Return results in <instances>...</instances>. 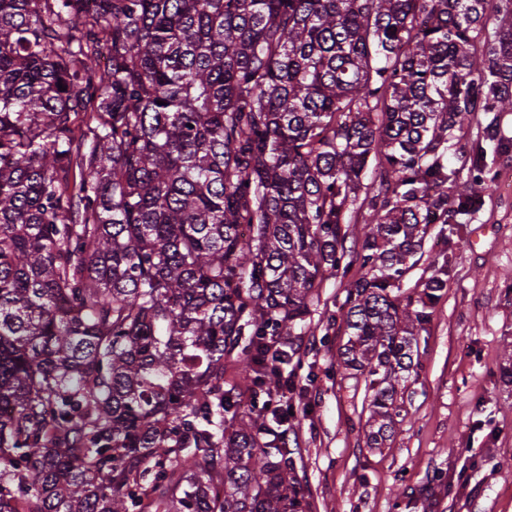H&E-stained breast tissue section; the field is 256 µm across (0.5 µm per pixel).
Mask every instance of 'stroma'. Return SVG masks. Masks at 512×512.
<instances>
[{"label":"stroma","mask_w":512,"mask_h":512,"mask_svg":"<svg viewBox=\"0 0 512 512\" xmlns=\"http://www.w3.org/2000/svg\"><path fill=\"white\" fill-rule=\"evenodd\" d=\"M492 192L451 224L429 225L404 291L447 267L418 359L403 381L404 411L384 447L366 445L371 392L336 371L348 336L347 284L326 278L308 326L286 438L314 512H512V151L488 154Z\"/></svg>","instance_id":"obj_1"}]
</instances>
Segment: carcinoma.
I'll use <instances>...</instances> for the list:
<instances>
[{
	"label": "carcinoma",
	"mask_w": 512,
	"mask_h": 512,
	"mask_svg": "<svg viewBox=\"0 0 512 512\" xmlns=\"http://www.w3.org/2000/svg\"><path fill=\"white\" fill-rule=\"evenodd\" d=\"M490 20V0H0V512H312L289 418L239 402L272 394L297 354L279 336L356 262L339 366L372 391L367 446L393 436L447 271L400 283L427 226L480 200L448 143L512 112V25ZM489 147L512 150L494 119L469 155L485 187ZM486 112H473L468 121L459 130L454 131V139L449 143L451 150L448 152L449 159L453 164V167L460 168L461 162L457 161L456 158L452 157L455 150H461L468 156L472 146L480 143L483 140V131L488 120L493 116V113L486 115ZM457 152V155L459 153Z\"/></svg>",
	"instance_id": "obj_1"
}]
</instances>
